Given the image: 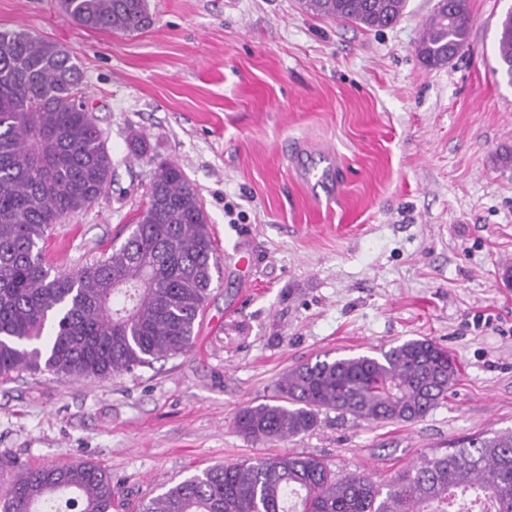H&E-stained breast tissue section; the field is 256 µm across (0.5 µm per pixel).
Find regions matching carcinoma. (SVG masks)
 Returning <instances> with one entry per match:
<instances>
[{"mask_svg":"<svg viewBox=\"0 0 512 512\" xmlns=\"http://www.w3.org/2000/svg\"><path fill=\"white\" fill-rule=\"evenodd\" d=\"M316 14L369 29L392 26L405 0H303ZM89 30L129 34L151 25L147 0H60ZM468 0H437L418 46L440 67L466 45ZM501 74L512 83V8L500 21ZM82 73L59 45L0 31V377L47 372L104 379L187 352L217 268L197 194L175 163L154 173L146 209L111 253L52 273V225L104 194L112 157L81 98ZM457 367L429 339L289 369L276 395L241 407L236 431L270 444L315 430L323 412L369 424L420 421L448 397ZM119 484L90 461L26 469L0 512H113ZM140 512H512V429L479 432L424 457L388 485L340 475L314 455L282 454L208 467Z\"/></svg>","mask_w":512,"mask_h":512,"instance_id":"carcinoma-1","label":"carcinoma"}]
</instances>
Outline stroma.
I'll use <instances>...</instances> for the list:
<instances>
[{"instance_id":"stroma-1","label":"stroma","mask_w":512,"mask_h":512,"mask_svg":"<svg viewBox=\"0 0 512 512\" xmlns=\"http://www.w3.org/2000/svg\"><path fill=\"white\" fill-rule=\"evenodd\" d=\"M437 0H406L376 31L301 0H148L153 23L87 30L58 0H0V30L63 47L114 163L108 191L54 225L68 272L123 240L160 162L199 197L218 270L190 352L132 373L0 379V452L21 465L99 464L139 512L169 486L245 458L315 455L387 483L479 431L512 428V83L498 26L512 0H468L467 45L431 68L417 47ZM143 135L145 155L127 140ZM336 164L326 197L296 172ZM448 350L458 377L425 418L369 424L330 411L273 444L234 429L283 373L409 339Z\"/></svg>"}]
</instances>
